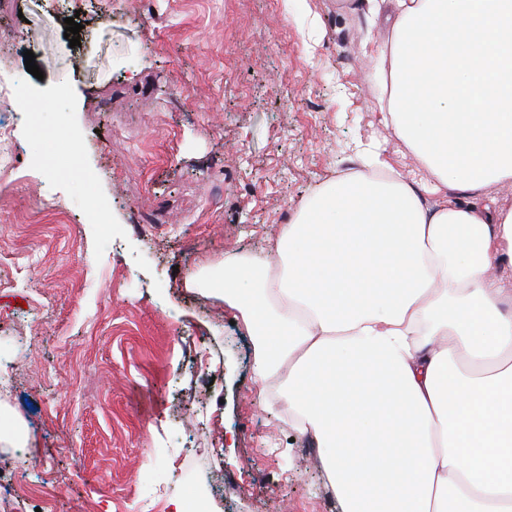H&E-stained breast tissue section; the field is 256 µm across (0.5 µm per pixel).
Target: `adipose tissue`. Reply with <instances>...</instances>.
Returning a JSON list of instances; mask_svg holds the SVG:
<instances>
[{"label": "adipose tissue", "instance_id": "adipose-tissue-1", "mask_svg": "<svg viewBox=\"0 0 512 512\" xmlns=\"http://www.w3.org/2000/svg\"><path fill=\"white\" fill-rule=\"evenodd\" d=\"M387 28L380 151L328 180L270 256L224 260L255 373L341 512H512V0H365Z\"/></svg>", "mask_w": 512, "mask_h": 512}]
</instances>
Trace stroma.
<instances>
[{"mask_svg":"<svg viewBox=\"0 0 512 512\" xmlns=\"http://www.w3.org/2000/svg\"><path fill=\"white\" fill-rule=\"evenodd\" d=\"M386 36L350 0H0L21 156L0 186V423L26 435L0 442V495L16 477L55 512H340L262 397L288 364L256 382L244 325L185 279L272 253L359 148L427 179L381 122ZM12 492L16 497H25L30 495L37 496L41 499L44 511H54L55 491L53 488L51 489L47 485L30 487L21 482H17L14 484Z\"/></svg>","mask_w":512,"mask_h":512,"instance_id":"1","label":"stroma"}]
</instances>
